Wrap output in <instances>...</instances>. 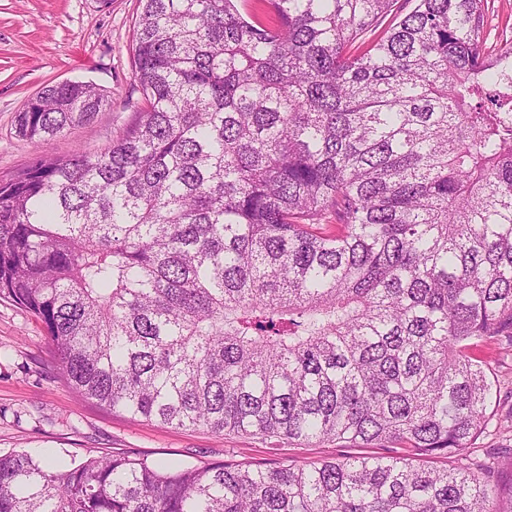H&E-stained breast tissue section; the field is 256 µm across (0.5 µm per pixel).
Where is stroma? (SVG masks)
Segmentation results:
<instances>
[{"instance_id":"obj_1","label":"stroma","mask_w":512,"mask_h":512,"mask_svg":"<svg viewBox=\"0 0 512 512\" xmlns=\"http://www.w3.org/2000/svg\"><path fill=\"white\" fill-rule=\"evenodd\" d=\"M140 0H0V172L7 174L48 153L107 147L145 106L135 79L132 41ZM66 80L96 84L110 104L93 121L48 142L16 136L15 119L43 86ZM496 416L474 457L512 448V354L493 360ZM25 452L65 470L102 455H130L152 464L202 467L236 463L333 461L370 455L332 443L273 444L239 434L184 430L133 421L80 395L62 378L44 328L25 308L0 300V455Z\"/></svg>"}]
</instances>
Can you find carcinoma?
Wrapping results in <instances>:
<instances>
[{"mask_svg":"<svg viewBox=\"0 0 512 512\" xmlns=\"http://www.w3.org/2000/svg\"><path fill=\"white\" fill-rule=\"evenodd\" d=\"M141 2L145 110L0 174V299L112 411L391 452L62 473L15 452L0 512H502L469 461L495 408L481 344L512 351V40L485 49L487 0ZM107 104L46 85L15 133Z\"/></svg>","mask_w":512,"mask_h":512,"instance_id":"carcinoma-1","label":"carcinoma"}]
</instances>
